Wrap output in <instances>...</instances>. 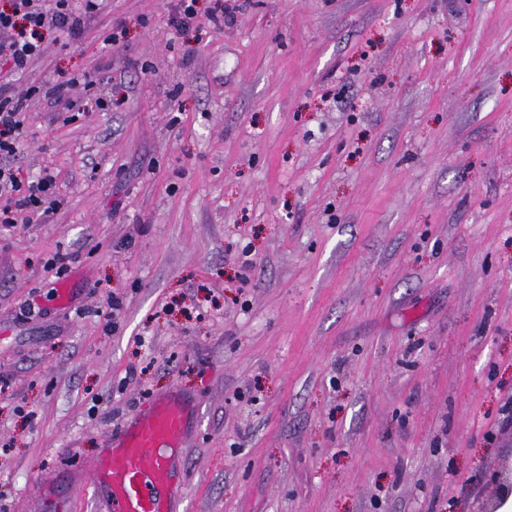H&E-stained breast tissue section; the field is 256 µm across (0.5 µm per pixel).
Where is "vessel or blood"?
<instances>
[{
    "instance_id": "1",
    "label": "vessel or blood",
    "mask_w": 512,
    "mask_h": 512,
    "mask_svg": "<svg viewBox=\"0 0 512 512\" xmlns=\"http://www.w3.org/2000/svg\"><path fill=\"white\" fill-rule=\"evenodd\" d=\"M191 410L176 391L151 398L109 435L92 469L49 470L38 484L59 494L68 483L91 487L108 512H176L183 485L178 461Z\"/></svg>"
}]
</instances>
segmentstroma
<instances>
[{"mask_svg": "<svg viewBox=\"0 0 512 512\" xmlns=\"http://www.w3.org/2000/svg\"><path fill=\"white\" fill-rule=\"evenodd\" d=\"M238 2L179 32L176 0H97L13 79L98 83L67 123L32 97L10 159L61 204L0 225V512H102L39 474L173 390L179 512H486L512 465V0Z\"/></svg>", "mask_w": 512, "mask_h": 512, "instance_id": "1", "label": "stroma"}]
</instances>
